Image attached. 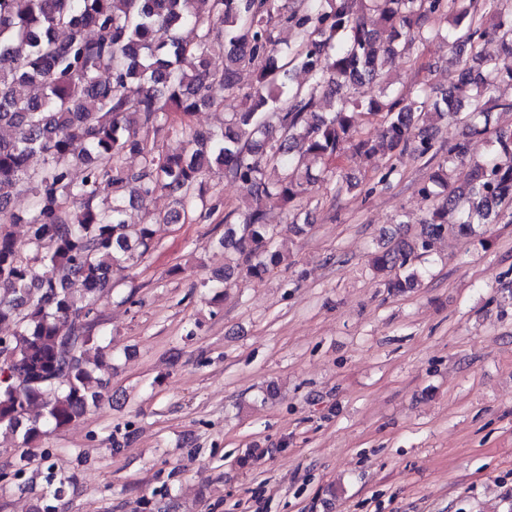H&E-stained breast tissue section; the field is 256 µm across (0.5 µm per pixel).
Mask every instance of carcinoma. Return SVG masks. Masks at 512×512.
Instances as JSON below:
<instances>
[{
    "label": "carcinoma",
    "mask_w": 512,
    "mask_h": 512,
    "mask_svg": "<svg viewBox=\"0 0 512 512\" xmlns=\"http://www.w3.org/2000/svg\"><path fill=\"white\" fill-rule=\"evenodd\" d=\"M451 18V25L433 26ZM295 29L296 42L278 47L275 21ZM492 37L501 52L485 57L478 41ZM470 46L471 61L448 93L430 101L393 87L387 72L416 40ZM224 53V70L209 55ZM254 67L251 90L240 94L239 69ZM308 75L294 86L293 70ZM379 82V92L362 95ZM512 86V0H0V336L11 353L0 365V433H21L13 469H0V510L6 492L28 472L45 492L32 512H59L70 476L45 448L35 470L29 449L97 408L103 382L104 336L96 301L112 288L110 273L134 267L155 245V225L129 224L128 204L157 193L173 199L161 224L209 218L203 176L216 168L246 192L243 207L224 215V265L229 287L239 277L262 281L285 261L277 207L299 233L312 169L337 189L352 188L332 163L347 154L376 169L378 182L399 174L407 151L434 149L437 120L465 128L448 144L422 192L438 201L420 233L372 257L391 294L417 288L416 260L449 231L461 235L490 217L512 219V130L494 133L495 149L470 161L469 138L490 133L494 89ZM238 105L224 128L203 131L190 117L203 109ZM383 123L380 139L362 131L366 116ZM178 138V152L155 151L151 138ZM83 144L74 154L75 143ZM141 156L130 168L123 156ZM41 154L45 166L29 168ZM471 162V182L451 187L448 166ZM279 171L271 181L267 170ZM28 195L24 214L10 208ZM27 225L19 243L11 226ZM39 406L42 417L29 410Z\"/></svg>",
    "instance_id": "obj_1"
}]
</instances>
